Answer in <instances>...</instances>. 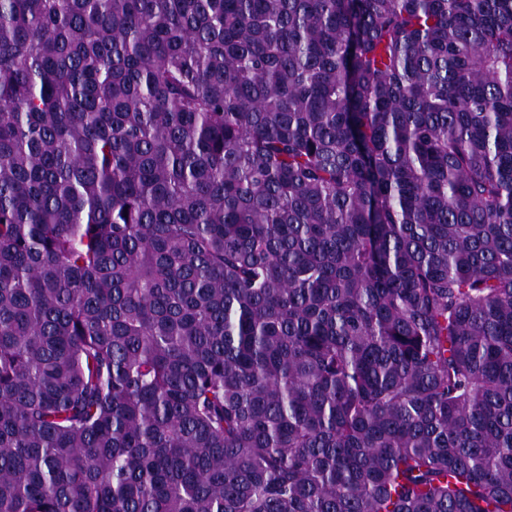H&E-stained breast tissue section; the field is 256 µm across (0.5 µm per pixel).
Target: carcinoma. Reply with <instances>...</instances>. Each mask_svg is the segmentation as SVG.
Instances as JSON below:
<instances>
[{
  "label": "carcinoma",
  "mask_w": 512,
  "mask_h": 512,
  "mask_svg": "<svg viewBox=\"0 0 512 512\" xmlns=\"http://www.w3.org/2000/svg\"><path fill=\"white\" fill-rule=\"evenodd\" d=\"M0 512H512V0H0Z\"/></svg>",
  "instance_id": "cac0c4a2"
}]
</instances>
